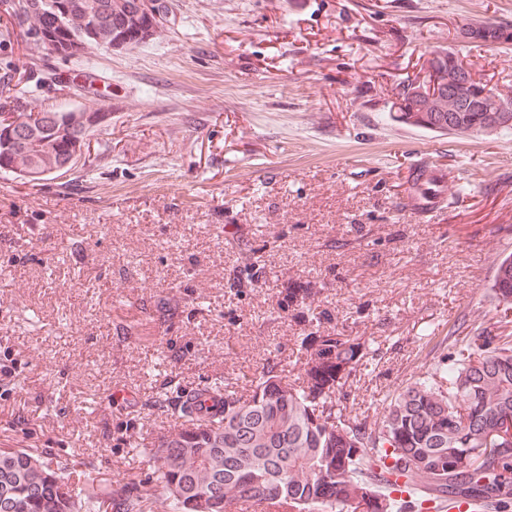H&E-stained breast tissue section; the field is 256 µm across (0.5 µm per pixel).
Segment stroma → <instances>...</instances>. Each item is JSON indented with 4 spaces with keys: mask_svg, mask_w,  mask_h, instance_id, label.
<instances>
[{
    "mask_svg": "<svg viewBox=\"0 0 512 512\" xmlns=\"http://www.w3.org/2000/svg\"><path fill=\"white\" fill-rule=\"evenodd\" d=\"M15 2L0 0V103L110 112L76 167L0 175V446L61 464L79 447L101 487L146 489L144 449L175 422L148 405L158 385L295 379L319 315L367 343L340 406L373 422L495 322L512 129L442 134L388 106L438 48L512 83V50L460 36L512 23V0H166L160 35L78 59L33 46ZM422 158L448 205L418 216Z\"/></svg>",
    "mask_w": 512,
    "mask_h": 512,
    "instance_id": "35a3bbf8",
    "label": "stroma"
}]
</instances>
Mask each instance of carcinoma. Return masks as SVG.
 Masks as SVG:
<instances>
[{
	"label": "carcinoma",
	"mask_w": 512,
	"mask_h": 512,
	"mask_svg": "<svg viewBox=\"0 0 512 512\" xmlns=\"http://www.w3.org/2000/svg\"><path fill=\"white\" fill-rule=\"evenodd\" d=\"M57 2L127 46L140 44L156 25L150 14L114 10L111 0ZM41 3L28 0L24 15L28 34L45 45L43 29L55 16ZM464 34L476 47L512 46L508 22L472 24ZM436 55L437 96H414L418 77L404 78L389 107L396 120L410 125L414 113L426 112L433 131L460 136L509 121L497 108L512 104L511 96L472 79L457 51ZM92 133L69 126L66 112L36 108L13 129L0 124V139H12L14 152L45 139L62 160ZM409 194L440 197L442 182H414ZM489 291L502 308L500 322L511 323L512 256L498 262ZM300 350L305 363L296 380L269 367L246 396L220 385L196 388L189 400L158 390L154 404L179 423L148 449L155 493L127 485L77 491L43 454L0 448V512H154L158 501L163 512H194L190 504L198 498L210 502V512L263 502L286 504L288 512H423L424 503L438 507L449 497L459 508L482 498L489 512L512 504V340L487 329L463 337L447 363L392 398L381 424L370 428L344 415L336 398L365 364V343L318 318ZM63 485L70 487L65 499L58 494Z\"/></svg>",
	"instance_id": "obj_1"
}]
</instances>
